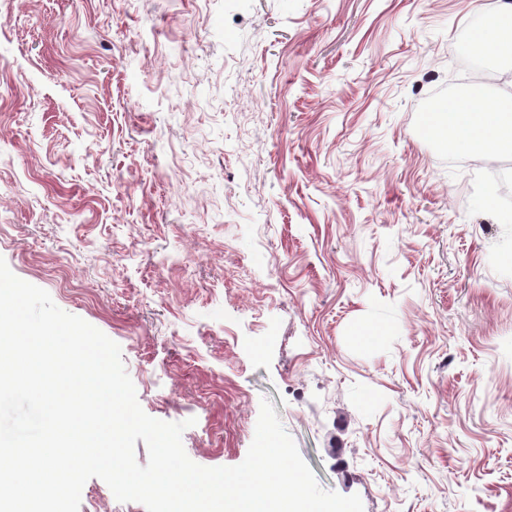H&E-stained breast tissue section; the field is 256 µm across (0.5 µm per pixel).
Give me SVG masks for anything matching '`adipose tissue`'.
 Instances as JSON below:
<instances>
[{"label":"adipose tissue","instance_id":"obj_1","mask_svg":"<svg viewBox=\"0 0 512 512\" xmlns=\"http://www.w3.org/2000/svg\"><path fill=\"white\" fill-rule=\"evenodd\" d=\"M475 55L494 61L512 50V5L492 11L491 22L469 42ZM426 134L435 136L446 148L479 160L494 149H512V94L474 106L463 97L448 108L429 113Z\"/></svg>","mask_w":512,"mask_h":512}]
</instances>
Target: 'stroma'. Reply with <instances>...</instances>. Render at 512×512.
Here are the masks:
<instances>
[{"instance_id": "stroma-1", "label": "stroma", "mask_w": 512, "mask_h": 512, "mask_svg": "<svg viewBox=\"0 0 512 512\" xmlns=\"http://www.w3.org/2000/svg\"><path fill=\"white\" fill-rule=\"evenodd\" d=\"M501 2L0 0V257L198 465L266 398L364 512H512V222L425 133Z\"/></svg>"}]
</instances>
